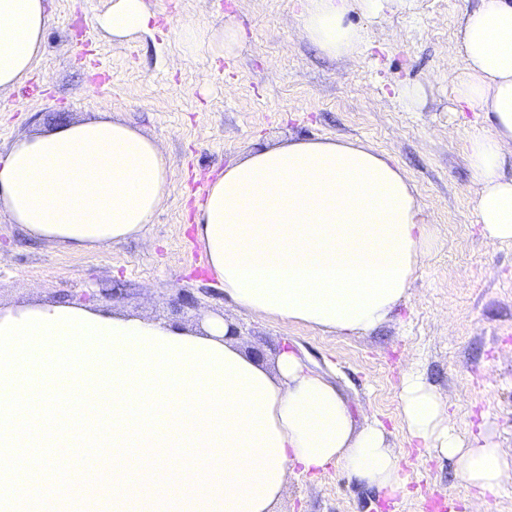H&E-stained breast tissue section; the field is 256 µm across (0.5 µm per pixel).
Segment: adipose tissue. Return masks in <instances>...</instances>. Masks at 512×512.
Segmentation results:
<instances>
[{
  "label": "adipose tissue",
  "mask_w": 512,
  "mask_h": 512,
  "mask_svg": "<svg viewBox=\"0 0 512 512\" xmlns=\"http://www.w3.org/2000/svg\"><path fill=\"white\" fill-rule=\"evenodd\" d=\"M408 2L301 0L303 35L322 54L341 57L364 40L351 12L371 16ZM151 18L145 0H110L96 23L124 42L147 32ZM46 27L43 0H0V91L28 79ZM178 36L191 55H222L241 39L235 27L217 33L193 21ZM454 52L462 61L451 78L455 105L493 116L491 128L468 139L477 221L491 242H512V0H480L465 12ZM169 169L152 139L103 112L34 133L0 156V210L33 238L93 250L155 223ZM195 221L209 269L235 305L343 334L386 321L434 245L402 170L372 148L328 139L265 146L229 163L208 180ZM145 325L214 341L246 368L257 365L222 319L208 318L198 332L166 320ZM264 374L282 437L272 455L284 470L313 478L339 464L368 487L405 491L401 458L383 427L356 428L335 386L293 350L280 347ZM400 410L410 440L448 460L460 482L484 497L512 486V455L462 437L415 370L404 375Z\"/></svg>",
  "instance_id": "adipose-tissue-1"
}]
</instances>
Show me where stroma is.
<instances>
[{"label":"stroma","instance_id":"obj_1","mask_svg":"<svg viewBox=\"0 0 512 512\" xmlns=\"http://www.w3.org/2000/svg\"><path fill=\"white\" fill-rule=\"evenodd\" d=\"M153 31L117 43L96 25L107 0H44L43 51L23 85L0 91V154L36 131L108 112L157 141L169 157L168 193L155 224L123 242L73 251L26 237L0 213V306L93 304L200 328L237 326V343L274 364L288 345L333 382L357 425L384 424L409 483L387 497L332 466L313 479L288 473L278 512H512V491L491 501L457 480L447 461L419 452L400 416L401 378L423 371L466 438L512 455V244L491 242L474 215L466 142L474 112L457 115L448 76L464 10L479 0H411L373 19L352 54L331 59L301 33L300 0H146ZM188 21L244 39L227 57L183 53ZM421 85L423 104L396 95ZM354 142L387 153L415 190L438 243L388 320L360 334L326 332L252 313L225 300L191 223L206 174L261 146L290 140ZM190 302H183V295Z\"/></svg>","mask_w":512,"mask_h":512}]
</instances>
